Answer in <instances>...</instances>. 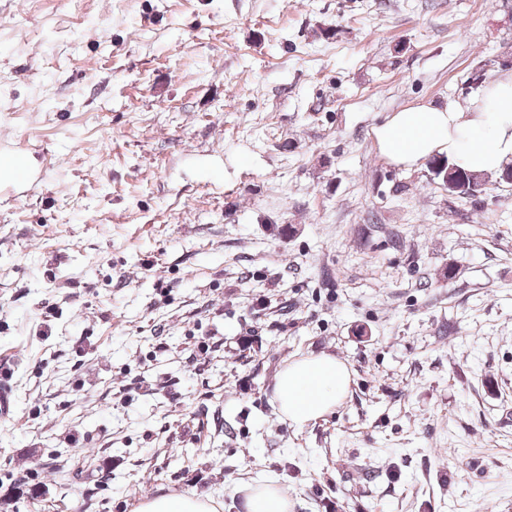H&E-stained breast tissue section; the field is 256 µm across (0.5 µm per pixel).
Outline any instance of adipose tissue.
Masks as SVG:
<instances>
[{"mask_svg": "<svg viewBox=\"0 0 512 512\" xmlns=\"http://www.w3.org/2000/svg\"><path fill=\"white\" fill-rule=\"evenodd\" d=\"M375 137L381 154L399 166L442 154L467 171L502 174L512 167V70L498 73L466 105L426 103L394 113ZM350 382L334 356L295 360L277 376L275 410L290 426L305 427L333 411Z\"/></svg>", "mask_w": 512, "mask_h": 512, "instance_id": "adipose-tissue-1", "label": "adipose tissue"}]
</instances>
